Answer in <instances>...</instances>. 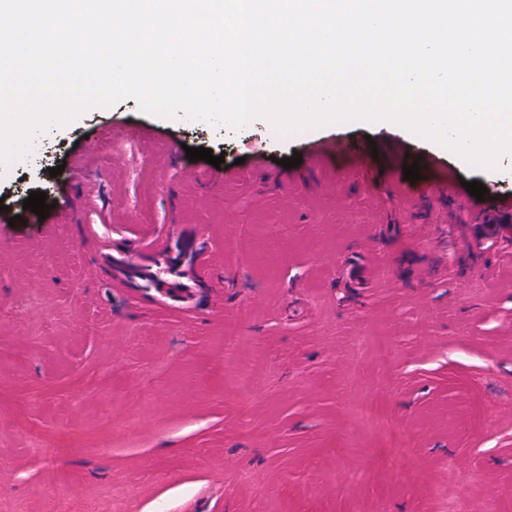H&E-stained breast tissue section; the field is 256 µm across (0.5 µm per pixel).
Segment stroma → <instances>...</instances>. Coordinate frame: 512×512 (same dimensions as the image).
Instances as JSON below:
<instances>
[{
    "mask_svg": "<svg viewBox=\"0 0 512 512\" xmlns=\"http://www.w3.org/2000/svg\"><path fill=\"white\" fill-rule=\"evenodd\" d=\"M41 139L0 163L23 218L0 224V512H512V230L471 223L475 197L420 198L448 177L512 194V166L478 171L399 126L283 135L132 98ZM328 140L342 151L313 161ZM35 187L43 220L23 207ZM184 237L201 252L179 301L101 256L147 265ZM377 328L384 369L360 351ZM367 402L410 457L388 460ZM361 416L373 430L387 437L388 444L399 457H405L411 452L406 432L398 428L379 409L367 405L361 409Z\"/></svg>",
    "mask_w": 512,
    "mask_h": 512,
    "instance_id": "obj_1",
    "label": "stroma"
}]
</instances>
